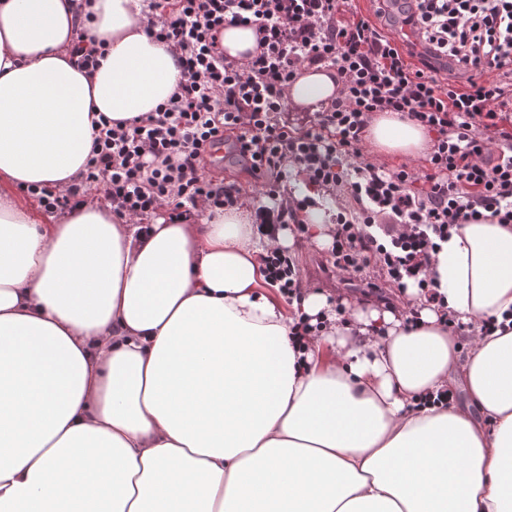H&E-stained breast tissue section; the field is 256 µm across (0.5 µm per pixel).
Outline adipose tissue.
Segmentation results:
<instances>
[{"label": "adipose tissue", "mask_w": 512, "mask_h": 512, "mask_svg": "<svg viewBox=\"0 0 512 512\" xmlns=\"http://www.w3.org/2000/svg\"><path fill=\"white\" fill-rule=\"evenodd\" d=\"M143 0H0V512H512V225L450 231L415 315L262 272L287 228L251 201L131 224L86 200L37 216L22 188L86 170L101 118L155 111L180 71ZM103 44L93 74L77 32ZM332 72L288 89L335 97ZM366 137L429 148L407 115ZM472 326L460 352L444 312ZM319 335L294 343L300 316ZM494 329L480 335L485 321ZM458 389L466 401L441 404Z\"/></svg>", "instance_id": "adipose-tissue-1"}]
</instances>
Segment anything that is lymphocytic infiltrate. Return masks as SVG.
<instances>
[{
  "instance_id": "f902f5d3",
  "label": "lymphocytic infiltrate",
  "mask_w": 512,
  "mask_h": 512,
  "mask_svg": "<svg viewBox=\"0 0 512 512\" xmlns=\"http://www.w3.org/2000/svg\"><path fill=\"white\" fill-rule=\"evenodd\" d=\"M149 35L171 48L181 71L177 92L156 111L102 120L87 171L63 190L28 187L54 213L97 194L140 223L181 216L185 207L263 199L261 224H296L316 195L347 189L357 215L337 212L331 259L356 276L376 268L423 294L431 254L453 227L491 215L512 224V0H410L405 25L434 56L453 61L464 81L445 83L412 66L402 48L364 17L343 19V0H147ZM256 29L258 52L224 53L225 25ZM314 65L335 69L340 85L311 119L289 122L288 88ZM402 112L433 132L427 167L388 170L363 153L374 114ZM230 144L254 183L243 191L214 179L208 150ZM313 196L296 198L289 170ZM266 279L300 296L298 266L287 250L263 256Z\"/></svg>"
}]
</instances>
